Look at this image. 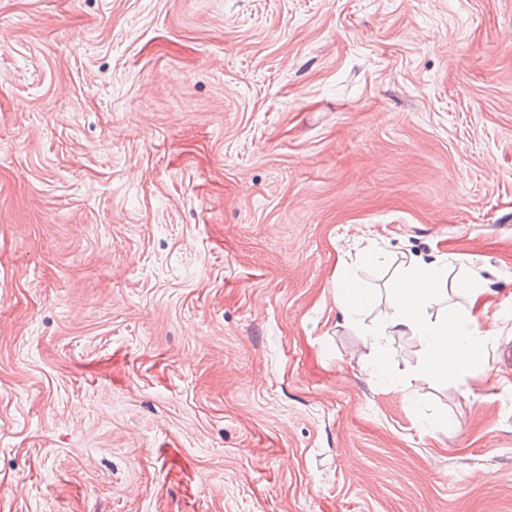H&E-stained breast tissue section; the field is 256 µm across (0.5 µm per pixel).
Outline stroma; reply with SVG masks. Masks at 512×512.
<instances>
[{
    "label": "stroma",
    "instance_id": "stroma-1",
    "mask_svg": "<svg viewBox=\"0 0 512 512\" xmlns=\"http://www.w3.org/2000/svg\"><path fill=\"white\" fill-rule=\"evenodd\" d=\"M370 240L488 367L377 383ZM509 344L512 0H0V512H512ZM336 305L345 321L355 323L374 303L371 288L350 274H342L336 282Z\"/></svg>",
    "mask_w": 512,
    "mask_h": 512
}]
</instances>
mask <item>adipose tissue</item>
I'll list each match as a JSON object with an SVG mask.
<instances>
[{
    "label": "adipose tissue",
    "instance_id": "adipose-tissue-1",
    "mask_svg": "<svg viewBox=\"0 0 512 512\" xmlns=\"http://www.w3.org/2000/svg\"><path fill=\"white\" fill-rule=\"evenodd\" d=\"M451 293L464 296L466 306L450 305L444 313H433V305ZM335 301L344 320L355 323L371 308L374 295L358 278L344 274L336 283ZM489 306L484 289L470 272L452 278L443 260L425 263L414 257L405 259L391 284L387 310L366 328L375 377L392 387L400 385L384 348L385 340L396 335L415 339L422 348L413 374L416 381L460 379L473 368L484 366L487 343L497 333Z\"/></svg>",
    "mask_w": 512,
    "mask_h": 512
}]
</instances>
